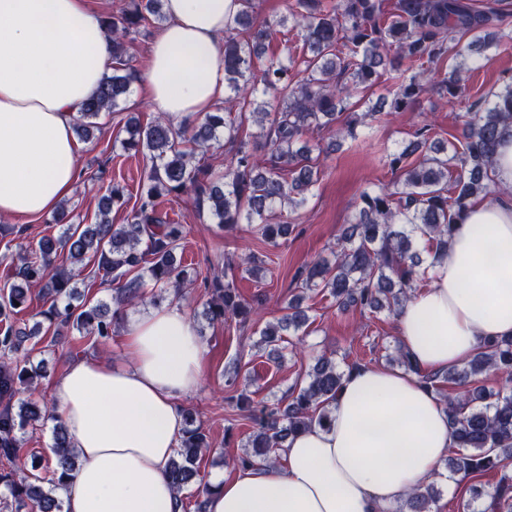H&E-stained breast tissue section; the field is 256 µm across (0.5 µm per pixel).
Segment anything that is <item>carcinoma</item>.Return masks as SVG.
<instances>
[{"mask_svg": "<svg viewBox=\"0 0 512 512\" xmlns=\"http://www.w3.org/2000/svg\"><path fill=\"white\" fill-rule=\"evenodd\" d=\"M240 9L227 23L220 63L224 68L226 101L236 111L219 108L201 117L186 119L178 128L165 116L146 124L127 122V151L147 152L151 167L144 188L125 224L109 219L112 206L124 203V188L112 184L99 202L92 224L69 223V211L61 205L52 222L63 225L55 238H41L29 253H18L12 279L0 289V485L8 495L0 498V512H63L59 496L65 479L76 470L78 453L71 445L62 420L48 403L22 397L33 379L24 365V342L39 335L43 323L72 327L84 336L106 339L128 307L148 301L154 305L163 295L146 291L147 283L181 293L190 285L188 269L175 252L183 236L182 225L171 222L159 209V198L190 194L198 211L209 214L232 229L241 221L261 224L264 238L275 244L292 232L289 224H270L273 211H298L319 180L320 153L354 136L367 113L358 112L380 83L391 89L390 105L405 111L430 92L441 98L457 96L463 74L471 71L466 58L451 75L424 80L431 65L448 56V34H474L468 50L479 51L493 42H512V10L498 0L482 9L471 0H288V16L259 19L253 0H239ZM301 29L302 58L284 64L272 50L275 27L287 18ZM162 0H124L104 23L112 39L113 73L102 78L98 93L85 102L75 119L74 131L89 139L97 130V118L110 112L130 91L138 71L126 58L124 39L150 22L163 21ZM263 89H258V86ZM273 103L254 106L257 92ZM456 119L461 126L458 143L442 145L432 140L435 128L426 124L398 150L386 154V165L395 176L394 188L365 191L352 223L346 225L332 251L334 260L319 259L298 269L300 288H326L336 304L388 310L394 316L412 296L425 274L424 260L416 248L423 238L433 250L432 259L444 255L457 220L474 202L496 190L493 160L502 133L512 127V78L479 105H469ZM261 127L267 155L260 160L249 149L246 125ZM336 127V140L322 145L303 140L307 133ZM230 146L232 161L217 172L196 162V148ZM112 280L122 282L112 303L73 304L83 284L87 254ZM260 271L257 259L244 256L224 262V277L204 279L205 315L212 323L237 318L247 321L254 308L234 284L236 271ZM52 297L42 320L32 329L16 326L15 315L27 303L30 287ZM304 297L295 296L284 313L260 330V344L276 351L284 333H298L309 316ZM408 373L443 400L453 430L455 455L448 469L461 479L488 472L499 474L494 485L472 489V500L463 512H512V392L493 390L488 380L512 382V338L483 342L462 367L423 372L397 347L394 358ZM364 367L359 361L340 369L332 359H317L312 369L291 386L288 395L271 404L257 402L248 418L257 425L249 436L248 450L232 458L235 468L270 462V453L290 436L313 425L330 421V406L348 373ZM455 394L442 393L441 383ZM53 423L51 455L31 471L14 467L21 455L18 434L28 427ZM210 450L201 427H186L172 457L168 478L177 490L194 484L197 462ZM44 475L35 474L37 469ZM434 487L419 485L399 504L397 512H433Z\"/></svg>", "mask_w": 512, "mask_h": 512, "instance_id": "1", "label": "carcinoma"}]
</instances>
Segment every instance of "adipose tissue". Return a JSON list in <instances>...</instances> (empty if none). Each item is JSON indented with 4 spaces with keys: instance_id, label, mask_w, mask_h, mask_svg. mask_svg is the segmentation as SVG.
I'll use <instances>...</instances> for the list:
<instances>
[{
    "instance_id": "obj_1",
    "label": "adipose tissue",
    "mask_w": 512,
    "mask_h": 512,
    "mask_svg": "<svg viewBox=\"0 0 512 512\" xmlns=\"http://www.w3.org/2000/svg\"><path fill=\"white\" fill-rule=\"evenodd\" d=\"M238 9L237 0H165L139 75L154 111L177 125L222 101L225 23ZM111 67L88 0H0V216L36 219L72 192L74 119ZM494 179L498 193L472 203L428 286L396 318L424 370L464 365L485 339L512 336V128ZM123 335L125 362L78 360L52 385L80 457L63 512H182L167 468L184 429L179 401L198 390L205 349L177 302L127 316ZM453 445L444 403L416 376L358 369L329 424L291 437L276 464L217 480L205 512H389Z\"/></svg>"
}]
</instances>
